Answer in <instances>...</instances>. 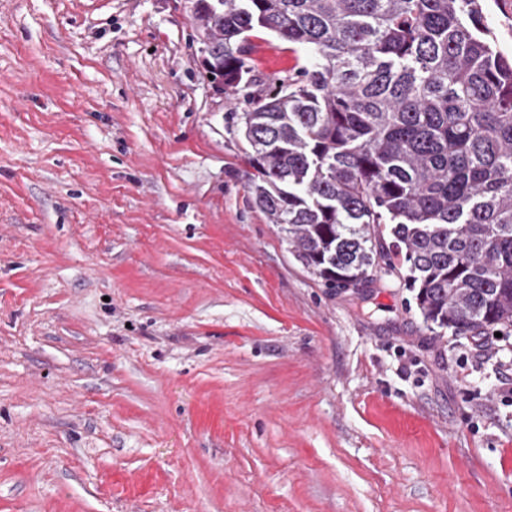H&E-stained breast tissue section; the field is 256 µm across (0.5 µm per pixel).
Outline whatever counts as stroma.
Returning a JSON list of instances; mask_svg holds the SVG:
<instances>
[{
    "label": "stroma",
    "mask_w": 512,
    "mask_h": 512,
    "mask_svg": "<svg viewBox=\"0 0 512 512\" xmlns=\"http://www.w3.org/2000/svg\"><path fill=\"white\" fill-rule=\"evenodd\" d=\"M190 0H0V512H512V335L324 285ZM255 96L307 52L257 29Z\"/></svg>",
    "instance_id": "1"
}]
</instances>
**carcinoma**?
Masks as SVG:
<instances>
[{"mask_svg":"<svg viewBox=\"0 0 512 512\" xmlns=\"http://www.w3.org/2000/svg\"><path fill=\"white\" fill-rule=\"evenodd\" d=\"M485 0H192L206 75L234 94L255 29L310 52L235 114L251 203L330 288L399 259L424 322L512 332V57ZM390 225L386 242L381 225Z\"/></svg>","mask_w":512,"mask_h":512,"instance_id":"carcinoma-1","label":"carcinoma"}]
</instances>
